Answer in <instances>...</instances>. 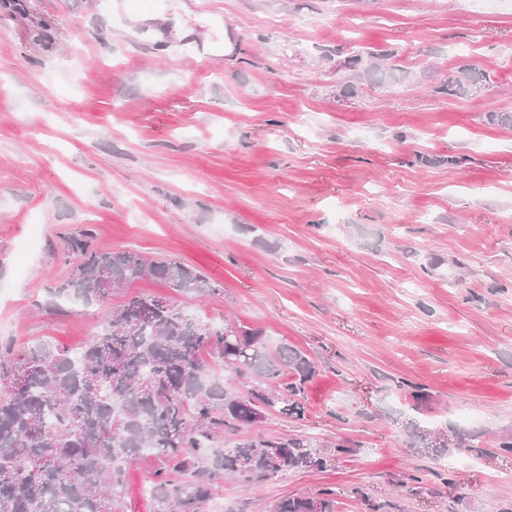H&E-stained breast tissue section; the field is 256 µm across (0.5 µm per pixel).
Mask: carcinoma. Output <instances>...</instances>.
<instances>
[{"mask_svg":"<svg viewBox=\"0 0 512 512\" xmlns=\"http://www.w3.org/2000/svg\"><path fill=\"white\" fill-rule=\"evenodd\" d=\"M393 56L352 55L344 64L355 70L365 57L383 61L382 84L396 79ZM481 84L491 89L461 67L448 78V93L463 95ZM70 248L76 263L54 292L86 306L144 276L181 291L215 290L180 261L97 249L86 230L70 238ZM236 330L227 338L175 303L135 296L76 351L49 342L15 360L0 351V512H112L123 465L146 456L145 448L160 462L151 489L155 512H196L221 477L257 484L287 471L326 468L310 436L249 432L271 412L304 419L313 363L287 344L269 350L259 329ZM204 353L248 380L245 393L226 391ZM226 434L236 436L235 445L214 447ZM70 460L77 465L69 467ZM334 495L322 489L288 497L275 512H333Z\"/></svg>","mask_w":512,"mask_h":512,"instance_id":"cac0c4a2","label":"carcinoma"}]
</instances>
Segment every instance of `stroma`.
Wrapping results in <instances>:
<instances>
[{"label":"stroma","instance_id":"obj_1","mask_svg":"<svg viewBox=\"0 0 512 512\" xmlns=\"http://www.w3.org/2000/svg\"><path fill=\"white\" fill-rule=\"evenodd\" d=\"M102 2L0 11V348L76 350L161 297L316 368L304 419L253 432L331 465L215 481L200 512L327 488L334 512H512V126L491 118L512 113V0ZM366 50L400 81L342 68ZM463 65L495 100L448 94ZM83 228L216 291L56 299ZM158 466L127 465L115 512H154Z\"/></svg>","mask_w":512,"mask_h":512}]
</instances>
